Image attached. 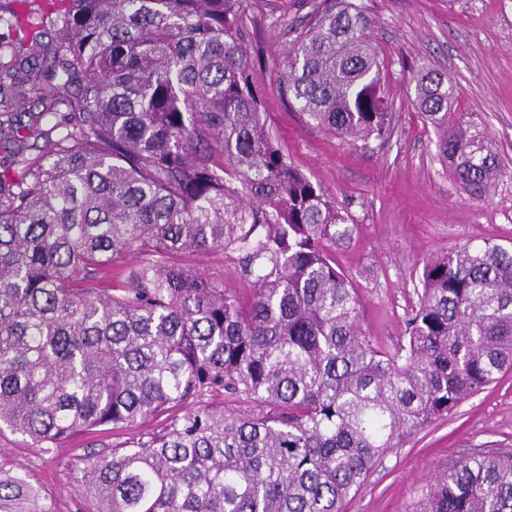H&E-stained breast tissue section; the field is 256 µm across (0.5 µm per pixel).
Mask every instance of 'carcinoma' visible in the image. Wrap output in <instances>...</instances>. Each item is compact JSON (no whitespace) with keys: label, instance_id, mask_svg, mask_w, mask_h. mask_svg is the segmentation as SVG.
Wrapping results in <instances>:
<instances>
[{"label":"carcinoma","instance_id":"cac0c4a2","mask_svg":"<svg viewBox=\"0 0 512 512\" xmlns=\"http://www.w3.org/2000/svg\"><path fill=\"white\" fill-rule=\"evenodd\" d=\"M243 2L0 0V140L25 141L0 157V434L48 454L177 410L79 459L84 512H345L404 435L512 369V247L490 240L423 259L398 348L366 336L331 253L353 221L265 126ZM371 27L361 0H319L278 62L307 124L365 147L393 130ZM411 73L482 196L485 131L445 74ZM216 251L248 300L190 261ZM39 500L0 463V512ZM419 512H512V452L472 449Z\"/></svg>","mask_w":512,"mask_h":512}]
</instances>
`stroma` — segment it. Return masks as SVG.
Returning <instances> with one entry per match:
<instances>
[{
  "label": "stroma",
  "mask_w": 512,
  "mask_h": 512,
  "mask_svg": "<svg viewBox=\"0 0 512 512\" xmlns=\"http://www.w3.org/2000/svg\"><path fill=\"white\" fill-rule=\"evenodd\" d=\"M314 2L246 0L253 79L267 127L289 161L351 215L355 231L333 256L359 293L364 331L392 350L417 300L422 258L464 242L512 245V0H364L395 112L389 142L367 148L307 126L280 94L276 62ZM423 66L453 79L459 111L485 130L500 157L502 172L482 198L440 160L414 104L410 71ZM194 263L246 294L235 253L212 252ZM90 441L82 434L47 455L7 434L0 457L41 488L51 512H82L75 457ZM479 445L512 450V370L384 454L346 512H415L430 476Z\"/></svg>",
  "instance_id": "stroma-1"
}]
</instances>
